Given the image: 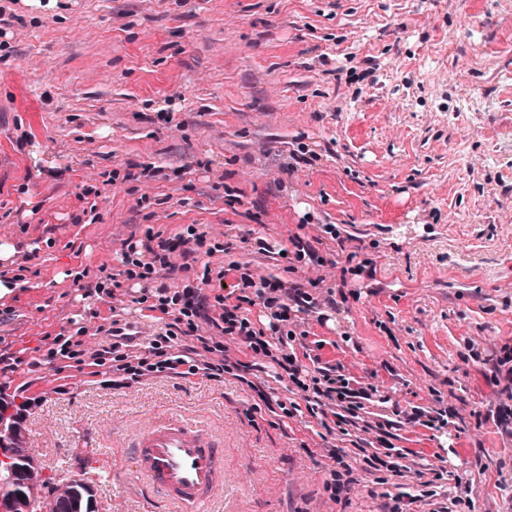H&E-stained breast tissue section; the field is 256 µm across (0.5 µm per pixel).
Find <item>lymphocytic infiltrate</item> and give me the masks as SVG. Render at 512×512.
<instances>
[{
  "label": "lymphocytic infiltrate",
  "instance_id": "obj_1",
  "mask_svg": "<svg viewBox=\"0 0 512 512\" xmlns=\"http://www.w3.org/2000/svg\"><path fill=\"white\" fill-rule=\"evenodd\" d=\"M282 258L285 277L254 280L247 264L237 261L220 269L204 267L193 282L170 286L161 280L165 270L191 271V257L200 248L208 252L228 253L231 243L209 242L199 225L185 224L166 236L153 228H145L142 236H129L124 242L121 266L111 273L106 268H83L76 280L93 278L96 294L113 297L118 290L138 287L132 301L141 309L159 313L163 322L144 353L132 354L130 339L120 324L109 329L112 340L94 353H86L83 338L88 329L75 322L68 333L57 334L42 356L49 365L69 364L106 368L108 385L122 386L146 377L168 375H203L213 379L231 376L243 379L248 368L240 358L231 357L229 343L243 345L247 352L268 360V370L275 380L287 381L290 394L279 397L259 392L258 398L278 420L284 421L306 413L319 424L333 422L342 434L357 430L378 431V447L367 455L366 464L385 483L387 476L407 471L406 455L390 440L392 420H371L366 401L376 394L375 386L365 384L336 371L335 367L309 368L298 347L307 336L303 316L320 313L322 307H335V299L319 301L310 288L295 281L304 266L322 264L316 247L299 235H292ZM181 256L183 264L174 265L173 256ZM234 277L230 293L219 285ZM266 310L268 324L260 326L250 316L252 307ZM207 324L212 334L199 335L200 324ZM487 379L497 387L503 401L489 411L501 434L512 436V344L504 343L496 354L484 360Z\"/></svg>",
  "mask_w": 512,
  "mask_h": 512
}]
</instances>
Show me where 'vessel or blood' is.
<instances>
[{
    "label": "vessel or blood",
    "mask_w": 512,
    "mask_h": 512,
    "mask_svg": "<svg viewBox=\"0 0 512 512\" xmlns=\"http://www.w3.org/2000/svg\"><path fill=\"white\" fill-rule=\"evenodd\" d=\"M133 467L177 512H203L224 484V450L182 419L154 421L135 434Z\"/></svg>",
    "instance_id": "b4317fda"
}]
</instances>
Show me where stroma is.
<instances>
[{
  "instance_id": "stroma-1",
  "label": "stroma",
  "mask_w": 512,
  "mask_h": 512,
  "mask_svg": "<svg viewBox=\"0 0 512 512\" xmlns=\"http://www.w3.org/2000/svg\"><path fill=\"white\" fill-rule=\"evenodd\" d=\"M13 10L0 54V244L30 254L31 272L0 299L10 311L0 340L24 358L11 385L36 401L23 429L43 475L85 479L99 512H174L129 458L136 431L177 416L224 447L214 512H384L388 494L415 491L409 475L377 484L349 437L321 435L309 415L250 419L257 394L229 376L115 389L77 365L29 372L44 338L88 309L100 315L86 347L106 341L111 314L72 272L118 270L144 226L198 224L236 245L198 252V263L246 262L258 279L284 271L254 238L309 240L325 263L298 278L337 301L309 347L377 387L370 412L453 409L444 433L395 428L397 447L445 468V487L469 485L473 512H512L499 488L512 438L476 425L499 397L468 359L512 340V0H18ZM459 71L466 83H432ZM175 92L181 102L166 106ZM150 164L191 171L103 181ZM88 186L99 191L94 222L82 213ZM230 190L241 205H227ZM353 252L375 267L355 297L338 289ZM333 448L354 467L339 503L324 488Z\"/></svg>"
}]
</instances>
